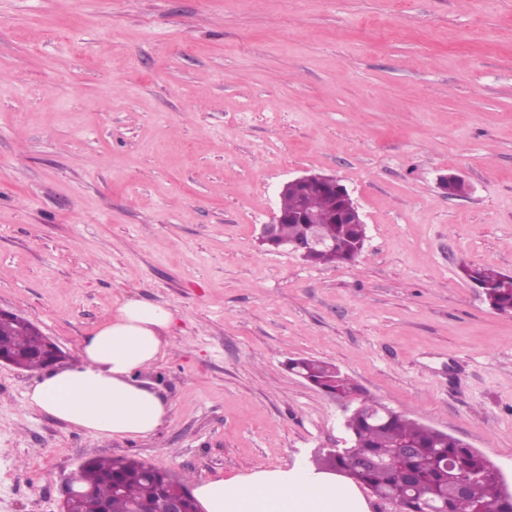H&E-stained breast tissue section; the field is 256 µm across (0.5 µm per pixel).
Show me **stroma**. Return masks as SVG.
<instances>
[{"instance_id": "stroma-1", "label": "stroma", "mask_w": 512, "mask_h": 512, "mask_svg": "<svg viewBox=\"0 0 512 512\" xmlns=\"http://www.w3.org/2000/svg\"><path fill=\"white\" fill-rule=\"evenodd\" d=\"M311 172L363 215L353 263L259 243ZM464 261L512 273V0H0V307L70 358L126 299L175 316L143 439L28 408L40 373L0 365V512H58L96 456L193 485L313 464L344 412L297 357L512 489V314Z\"/></svg>"}]
</instances>
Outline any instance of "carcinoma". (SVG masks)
<instances>
[{
	"mask_svg": "<svg viewBox=\"0 0 512 512\" xmlns=\"http://www.w3.org/2000/svg\"><path fill=\"white\" fill-rule=\"evenodd\" d=\"M309 212L323 232L334 241L331 248L310 251L302 260L313 265H343L357 258L363 246L360 225L337 224L331 219L334 200L312 191L304 198ZM303 224H281L277 237L286 244L301 237ZM459 274L485 286L483 295L495 311L512 309V275L491 267L463 262ZM43 343L30 322L18 318L0 328V351L25 349L29 358L24 367L35 371L46 367L41 357ZM288 370L304 376L310 384L335 397L352 396L361 411L350 416L347 433L352 448L369 454L379 464L365 469L354 467L348 457L325 454L316 463L330 470H349L350 478L372 493L396 505L398 512H512V491L498 468L478 451L446 433L427 427L400 412L377 411L381 403L366 396L336 366L310 357L291 358ZM414 449L413 456L398 457L400 445ZM133 459L95 457L86 462L78 478L96 500L107 503L109 512H131L135 504H145L152 512H165L158 478L166 473Z\"/></svg>",
	"mask_w": 512,
	"mask_h": 512,
	"instance_id": "obj_1",
	"label": "carcinoma"
}]
</instances>
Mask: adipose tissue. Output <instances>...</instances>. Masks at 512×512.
<instances>
[{"mask_svg":"<svg viewBox=\"0 0 512 512\" xmlns=\"http://www.w3.org/2000/svg\"><path fill=\"white\" fill-rule=\"evenodd\" d=\"M172 311L130 299L80 345V359L48 370L27 393L36 409L101 439H137L168 420L166 402L140 376L170 344ZM200 512H369L355 482L308 465L259 468L245 476L199 483Z\"/></svg>","mask_w":512,"mask_h":512,"instance_id":"1","label":"adipose tissue"}]
</instances>
